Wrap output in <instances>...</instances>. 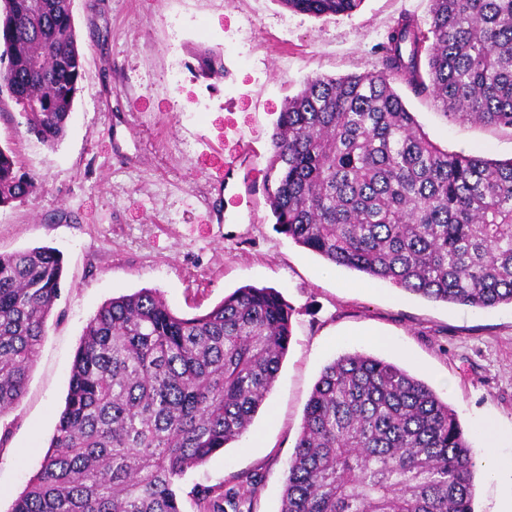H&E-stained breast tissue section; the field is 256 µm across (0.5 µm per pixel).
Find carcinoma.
<instances>
[{"mask_svg":"<svg viewBox=\"0 0 512 512\" xmlns=\"http://www.w3.org/2000/svg\"><path fill=\"white\" fill-rule=\"evenodd\" d=\"M315 18L362 0H278ZM382 44V68L316 76L270 136L264 188L281 233L327 263L435 302L512 305V159L442 149L394 83L428 90L454 121L512 129V0H431ZM73 0H0V113L54 146L83 55ZM222 79L224 56L194 52ZM37 179L0 146V207ZM63 256L0 253V415L21 398L57 300ZM291 308L243 286L203 314L142 288L104 302L76 351L40 470L11 512H183L181 481L237 441L287 353ZM475 451L457 413L406 369L363 353L326 365L306 403L281 512H474ZM252 480L198 486L196 512H241Z\"/></svg>","mask_w":512,"mask_h":512,"instance_id":"1","label":"carcinoma"}]
</instances>
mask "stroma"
I'll list each match as a JSON object with an SVG mask.
<instances>
[{
    "label": "stroma",
    "instance_id": "obj_1",
    "mask_svg": "<svg viewBox=\"0 0 512 512\" xmlns=\"http://www.w3.org/2000/svg\"><path fill=\"white\" fill-rule=\"evenodd\" d=\"M430 0H362L349 16L314 18L278 0H74L84 74L63 140L48 147L17 110L0 115V146L36 190L0 208V253L51 247L65 261L60 296L21 400L0 416V512L38 472L67 395L85 327L107 300L158 289L176 312L206 311L236 288L270 287L292 308L276 382L242 439L182 481L252 476L251 512H280L288 460L322 369L344 353L394 363L457 412L473 447L483 422L512 439V305L433 302L331 267L281 233L265 192L233 206L227 165L241 151L264 168L273 125L307 78L381 66L380 47ZM215 48L229 79L197 77L196 48ZM395 88L435 144L512 158V130L454 122L432 95ZM232 165V164H231ZM392 345L371 344L369 333Z\"/></svg>",
    "mask_w": 512,
    "mask_h": 512
}]
</instances>
